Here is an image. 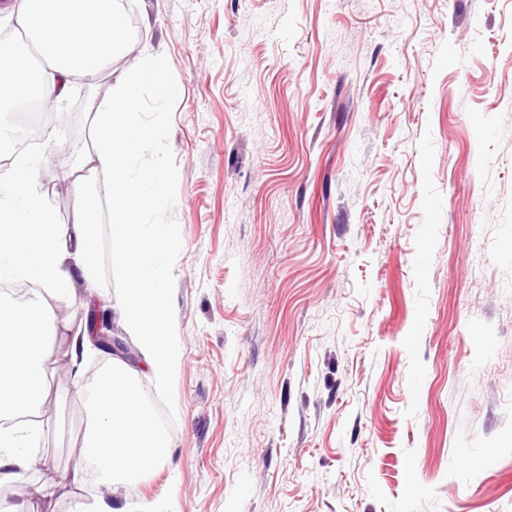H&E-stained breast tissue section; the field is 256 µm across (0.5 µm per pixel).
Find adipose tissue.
<instances>
[{
    "label": "adipose tissue",
    "mask_w": 512,
    "mask_h": 512,
    "mask_svg": "<svg viewBox=\"0 0 512 512\" xmlns=\"http://www.w3.org/2000/svg\"><path fill=\"white\" fill-rule=\"evenodd\" d=\"M8 12L44 66L34 68L31 55L0 42V112L63 102L75 81L96 77L131 47L111 0H15ZM163 70L159 56L142 54L120 88L93 103L92 142L83 160L65 172L77 188L89 167L112 179V237L128 279L114 310L162 386L180 364L179 339L166 315V257L177 241L168 225L138 223L143 211L165 203L167 174L160 168L135 170L132 161L146 139L161 135L139 122L138 111L140 87L162 86ZM46 160L42 151L18 156L8 181L0 184V283L34 287L30 299L0 304V485L43 463L30 447L44 429L39 414L46 401L49 342L67 331L55 301L70 297L79 282L86 285L87 309L98 300L87 212L78 208L72 223H58L39 181ZM85 402L87 431L73 486H84L90 473L96 486L123 488L164 462L169 437L142 401L137 377L124 361L114 360L99 373L85 390Z\"/></svg>",
    "instance_id": "ef3b65f1"
}]
</instances>
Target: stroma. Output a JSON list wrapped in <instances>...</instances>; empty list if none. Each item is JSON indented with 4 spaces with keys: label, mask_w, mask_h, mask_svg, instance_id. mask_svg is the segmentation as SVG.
Instances as JSON below:
<instances>
[{
    "label": "stroma",
    "mask_w": 512,
    "mask_h": 512,
    "mask_svg": "<svg viewBox=\"0 0 512 512\" xmlns=\"http://www.w3.org/2000/svg\"><path fill=\"white\" fill-rule=\"evenodd\" d=\"M134 46L41 126L59 166L90 143L91 98L147 50L140 169L164 168L168 319L180 366L159 387L129 358L171 441L117 492L68 477L82 389L112 357L69 338L46 368L40 469L0 512H512V0H121ZM99 190L100 294L124 270ZM48 496L32 498L31 484Z\"/></svg>",
    "instance_id": "1"
}]
</instances>
